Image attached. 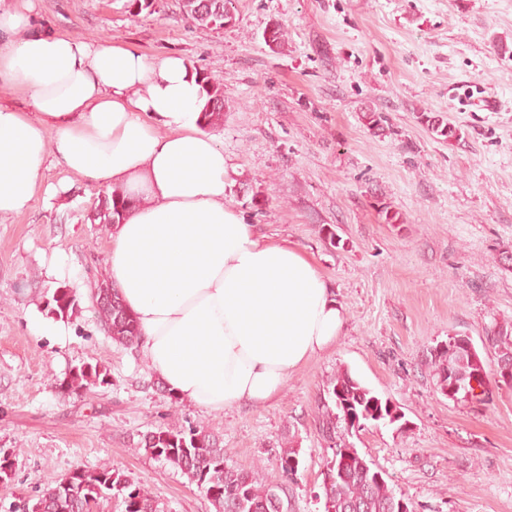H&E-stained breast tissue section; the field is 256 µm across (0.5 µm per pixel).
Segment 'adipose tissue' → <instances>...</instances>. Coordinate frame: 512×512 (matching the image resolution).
<instances>
[{
    "instance_id": "adipose-tissue-1",
    "label": "adipose tissue",
    "mask_w": 512,
    "mask_h": 512,
    "mask_svg": "<svg viewBox=\"0 0 512 512\" xmlns=\"http://www.w3.org/2000/svg\"><path fill=\"white\" fill-rule=\"evenodd\" d=\"M0 0V217L44 191L51 165L131 194L105 274L139 325L150 369L205 410L263 403L340 335L344 312L299 246L227 205L224 150L198 124L206 91L179 56L149 59L33 29Z\"/></svg>"
}]
</instances>
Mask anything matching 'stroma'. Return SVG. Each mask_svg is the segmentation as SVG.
<instances>
[{
  "mask_svg": "<svg viewBox=\"0 0 512 512\" xmlns=\"http://www.w3.org/2000/svg\"><path fill=\"white\" fill-rule=\"evenodd\" d=\"M37 25L73 38L129 44L153 59L177 55L224 88L227 202L260 233L302 248L345 313L336 342L289 374L263 404L207 411L173 401L139 350L114 343L91 296L105 278L112 227L92 221L102 195L61 168L37 195L0 218V448L15 451L0 512L77 469L118 467L152 495L157 512H216L180 470L140 448L142 433L194 426L227 449L226 465L258 481L279 477L292 512H324L322 472L332 452L320 428L327 386L349 370L402 414L360 431L336 424L382 470L414 512H512V388L491 402L440 392L427 361L454 334L482 343L512 325V0H237L235 25L202 29L181 0H32ZM281 24L277 52L264 30ZM473 82L499 112L449 97ZM389 118L373 135L364 113ZM436 112L461 131L434 139L419 119ZM399 213L387 223L386 211ZM334 231L336 243L326 233ZM63 255L71 274L51 266ZM81 312L65 335L36 336L55 288ZM106 384L65 396L82 363Z\"/></svg>",
  "mask_w": 512,
  "mask_h": 512,
  "instance_id": "35a3bbf8",
  "label": "stroma"
}]
</instances>
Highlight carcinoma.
Masks as SVG:
<instances>
[{
  "instance_id": "carcinoma-1",
  "label": "carcinoma",
  "mask_w": 512,
  "mask_h": 512,
  "mask_svg": "<svg viewBox=\"0 0 512 512\" xmlns=\"http://www.w3.org/2000/svg\"><path fill=\"white\" fill-rule=\"evenodd\" d=\"M225 0H182L184 14L195 24L219 29L223 27ZM199 80L205 85L207 100L201 114L205 127L212 129L224 123V90L210 76L202 74ZM420 119L435 138L444 142L460 138L459 130L448 119L434 112L420 113ZM128 198L120 190L105 193L99 199L95 218L102 224H115L123 217ZM104 289L98 287L92 295L95 313L100 324L113 341L126 346H137L139 331L136 320L126 311L112 293V302H99ZM63 303L51 298L47 307L56 311V316L69 319L80 311L76 291L69 288ZM485 345L494 349L496 361L489 365L478 350L463 354L455 343V337L435 348L430 365L437 378L439 389L452 384L448 371L456 374L457 382L469 386L477 381L483 388V400H489L492 390L489 383H502L512 387L504 370L512 369V329L494 325L485 329ZM106 383V374L98 366L84 363L70 370L59 383L64 395L78 394L99 384ZM328 395L335 410L327 413L323 422L322 436L332 442V457L326 460L323 481L326 502L334 512H399L398 501L403 499L390 487L385 477H377L378 470L372 462L355 448L347 445L336 451V419L344 415L345 408L355 410L365 424L378 426L389 423L388 417L377 418L372 412L386 410L390 401L380 397L347 370H342L330 380ZM140 445L152 457L164 461L195 484L216 505L218 512H290L284 506L279 491L282 487L277 479L265 483L256 480L252 473L231 470L226 467V451L216 440L202 430L172 429L148 431L142 435ZM301 460L294 449L280 456L279 470L285 477L297 475ZM122 499L125 512H157L153 497L140 483L133 481L119 469L102 465L93 470H79L72 480L63 477L49 485L34 502L22 501L14 512H90L98 499L105 496Z\"/></svg>"
}]
</instances>
